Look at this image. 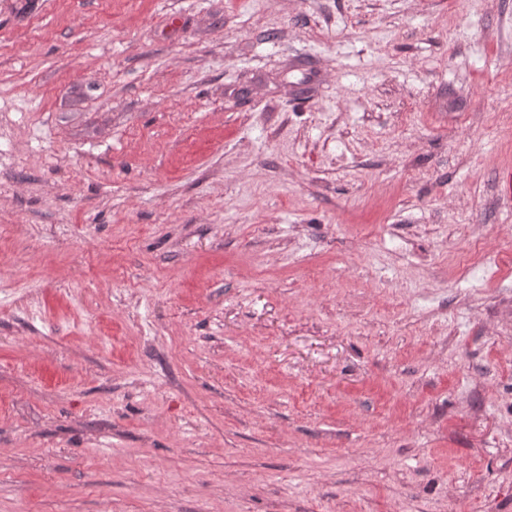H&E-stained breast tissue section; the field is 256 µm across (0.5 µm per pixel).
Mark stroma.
<instances>
[{
  "label": "stroma",
  "instance_id": "obj_1",
  "mask_svg": "<svg viewBox=\"0 0 512 512\" xmlns=\"http://www.w3.org/2000/svg\"><path fill=\"white\" fill-rule=\"evenodd\" d=\"M512 0H0V512H512Z\"/></svg>",
  "mask_w": 512,
  "mask_h": 512
}]
</instances>
